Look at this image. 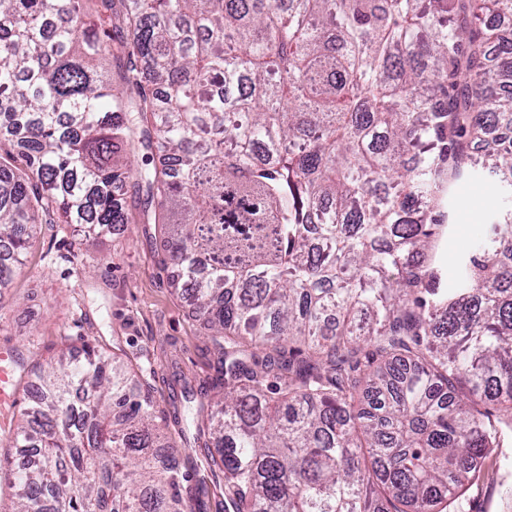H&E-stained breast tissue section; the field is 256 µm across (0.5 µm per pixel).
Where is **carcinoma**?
Wrapping results in <instances>:
<instances>
[{
	"instance_id": "1",
	"label": "carcinoma",
	"mask_w": 512,
	"mask_h": 512,
	"mask_svg": "<svg viewBox=\"0 0 512 512\" xmlns=\"http://www.w3.org/2000/svg\"><path fill=\"white\" fill-rule=\"evenodd\" d=\"M495 14L512 0H0V129L24 142L0 156V290L36 225L95 239L131 183L217 356L182 398L230 512H464L512 433V211L453 285L435 253L454 186L481 170L512 199ZM133 379L95 347L39 372L13 512H187Z\"/></svg>"
}]
</instances>
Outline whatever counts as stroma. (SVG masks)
Listing matches in <instances>:
<instances>
[{"mask_svg": "<svg viewBox=\"0 0 512 512\" xmlns=\"http://www.w3.org/2000/svg\"><path fill=\"white\" fill-rule=\"evenodd\" d=\"M454 228L440 248L445 272L455 270L452 244L478 242L503 202L480 178L455 191ZM140 206L127 196V224L104 229L88 243L64 224H40L10 288L0 294V352L10 362L15 398L0 406V425L20 419L30 403L39 368L86 346L131 360L157 412L172 413L184 380L217 375L214 351L190 301L173 286L160 262L153 225L139 223ZM201 449H186L200 494L193 512H224V483L201 467ZM466 512H512V443L488 456L467 492Z\"/></svg>", "mask_w": 512, "mask_h": 512, "instance_id": "obj_1", "label": "stroma"}]
</instances>
